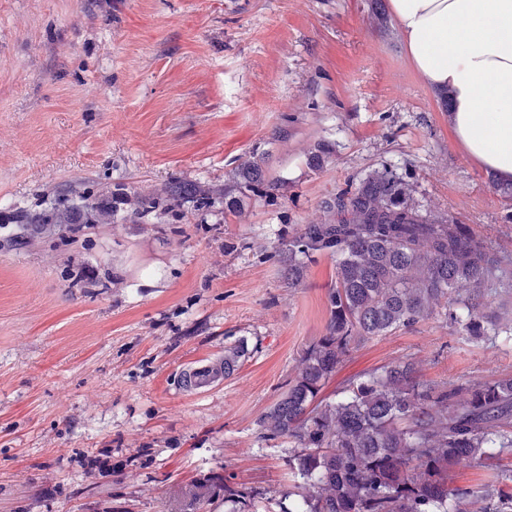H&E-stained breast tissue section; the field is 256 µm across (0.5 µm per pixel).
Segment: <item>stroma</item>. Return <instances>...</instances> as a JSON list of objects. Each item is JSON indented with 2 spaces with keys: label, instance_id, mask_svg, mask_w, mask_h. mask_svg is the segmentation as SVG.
I'll return each instance as SVG.
<instances>
[{
  "label": "stroma",
  "instance_id": "35a3bbf8",
  "mask_svg": "<svg viewBox=\"0 0 512 512\" xmlns=\"http://www.w3.org/2000/svg\"><path fill=\"white\" fill-rule=\"evenodd\" d=\"M372 0H0V239L16 213L115 184H219L263 158L281 185L243 215L161 198L43 247L0 251V512H286L287 438L257 421L325 332L336 263L288 287L275 245L394 165L422 209L512 254V201L457 145L441 98ZM243 345L221 386L190 367ZM415 362L435 383L512 374V345L444 318L373 338L326 386ZM111 467L102 474L100 464ZM251 495L224 504L217 481ZM512 486V456L449 487Z\"/></svg>",
  "mask_w": 512,
  "mask_h": 512
}]
</instances>
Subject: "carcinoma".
Here are the masks:
<instances>
[{
  "label": "carcinoma",
  "mask_w": 512,
  "mask_h": 512,
  "mask_svg": "<svg viewBox=\"0 0 512 512\" xmlns=\"http://www.w3.org/2000/svg\"><path fill=\"white\" fill-rule=\"evenodd\" d=\"M266 185L263 162L248 158L220 187L194 191L205 205L215 191L239 213L242 199ZM324 219L304 224L275 250L288 287L305 262L336 260L325 333L301 356L280 399L258 420L263 438L293 444L288 465L301 479L288 512H512V489H448L464 462L512 455V376L471 386L418 378L410 363L348 381L334 401L321 397L331 377L365 341L437 314L470 339L512 342L484 312V298L512 291V258L467 224L415 202L412 186L391 165L371 171L323 202ZM18 234L37 225L80 237L66 207L22 211ZM224 501L247 496L224 480Z\"/></svg>",
  "instance_id": "obj_1"
}]
</instances>
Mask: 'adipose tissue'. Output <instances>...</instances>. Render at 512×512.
I'll return each instance as SVG.
<instances>
[{"label": "adipose tissue", "instance_id": "1", "mask_svg": "<svg viewBox=\"0 0 512 512\" xmlns=\"http://www.w3.org/2000/svg\"><path fill=\"white\" fill-rule=\"evenodd\" d=\"M424 85L448 97L460 148L512 183V0H388Z\"/></svg>", "mask_w": 512, "mask_h": 512}]
</instances>
